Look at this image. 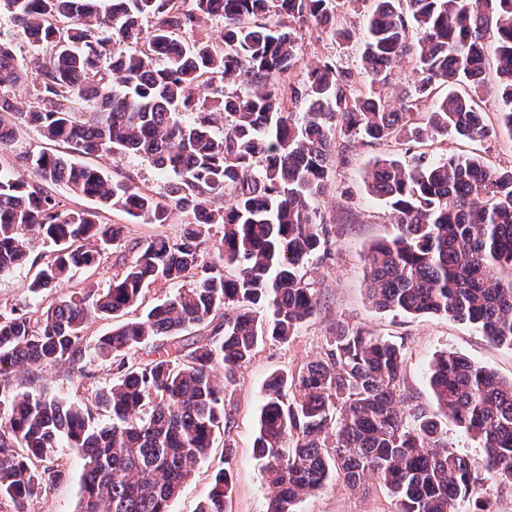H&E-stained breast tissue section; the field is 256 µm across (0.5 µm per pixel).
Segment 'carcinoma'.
Segmentation results:
<instances>
[{"mask_svg":"<svg viewBox=\"0 0 512 512\" xmlns=\"http://www.w3.org/2000/svg\"><path fill=\"white\" fill-rule=\"evenodd\" d=\"M177 2L0 0L18 35L50 49L29 67L0 40V157L12 156L0 161V274L29 262L34 236L57 246L28 283L36 295L98 268L111 249L132 253L106 288L63 293L36 317L0 316V503L10 512H26L65 477L47 461L65 444L84 462L75 512H169L224 428L227 384L264 338L288 341L316 311L333 241L311 199L326 192L347 143L485 136L487 125L474 117L491 60L498 112L512 130V0H373L360 55L368 92L354 93L355 72L320 59L291 86L303 112L282 106L271 78L297 66L303 24L351 38L336 25L351 0ZM270 13L288 26L269 28ZM214 17L224 19L219 45L200 35ZM406 55L420 78L392 103L385 89ZM29 82L36 101L9 94ZM459 83L470 86L469 97L452 90ZM200 85L210 94L202 102L194 96ZM441 86L448 92L438 99ZM186 112L192 119L181 118ZM24 125L63 151L15 152ZM125 152L172 177L165 195L81 161ZM368 178L396 226L366 257L369 301L470 323L512 349V171L478 157L421 153L407 163L378 159ZM48 183L96 207L65 211ZM174 208L185 224L178 239L129 245L125 225L102 220L119 210L165 224ZM214 224L224 235L218 260L205 264ZM192 270L198 279L142 317L87 335L93 320L126 314L151 285H174ZM192 327L202 335L183 337ZM143 349L146 357L135 358ZM96 360L111 363L112 381L86 404L37 389L43 368ZM403 370L400 347L340 322L325 357L269 377L253 445L273 489L266 512H297L333 475L353 491L374 477L397 512H458L463 497L473 512H496L482 490L512 486V379L443 352L429 372L437 409L416 407L408 422L396 403ZM448 418L482 443L483 471L448 444ZM232 490L223 468L197 512H226Z\"/></svg>","mask_w":512,"mask_h":512,"instance_id":"obj_1","label":"carcinoma"}]
</instances>
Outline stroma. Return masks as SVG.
Returning <instances> with one entry per match:
<instances>
[{"instance_id": "35a3bbf8", "label": "stroma", "mask_w": 512, "mask_h": 512, "mask_svg": "<svg viewBox=\"0 0 512 512\" xmlns=\"http://www.w3.org/2000/svg\"><path fill=\"white\" fill-rule=\"evenodd\" d=\"M372 10V0H357L339 14L341 25L352 30L348 40L325 34L321 38H302L299 43V65L290 75L277 77L274 85L282 102H289L290 87L302 83L308 65L320 58H330L342 67L358 70L362 33ZM489 136L478 140L455 135L429 136L418 142L389 141L381 144L352 142L348 146L346 164L332 167L327 191L313 199L334 232L335 244L328 261L325 278L318 288L319 310L302 323L285 342H261L253 358L241 367L233 383L225 390V409L230 416L227 437H216L209 456L196 467L172 505V512H195L215 475L223 467L233 474V492L227 512H265L270 494L262 471V462L253 453L260 410L265 398V382L274 373L295 374L309 362L323 357L332 333L340 322L360 324L397 345L405 356L404 380L401 385L403 409L420 405L435 409L428 383L429 366L443 351L454 352L486 365L505 378L512 377V349L493 344L480 329L435 315H403L384 312L369 304L365 290V261L375 242L392 237L394 218L390 207L374 196L367 187V173L380 158L407 160L426 153L439 158L446 153L476 156L499 171L512 170V132L497 121L498 78L487 72L486 84L479 101ZM92 165L113 173L128 174L136 186L147 193L163 195L167 177L147 160L133 155L103 154L92 158ZM112 224L126 227L129 241L137 242L156 236L179 237L184 229L181 214H172L168 223L147 224L133 221L120 211L105 212ZM32 270L22 266L0 276V314L41 311L49 307L55 296L34 295L26 285ZM92 377L78 369L53 367L40 373V385L48 392L84 404L95 390L112 379L109 362L92 365ZM232 442V462L224 460V444ZM51 461L64 467L67 478L46 495L30 500L27 512H74L82 493V463L70 448H56ZM299 512H396V502L377 482L367 489L350 490L340 476H333L315 496L305 499Z\"/></svg>"}]
</instances>
